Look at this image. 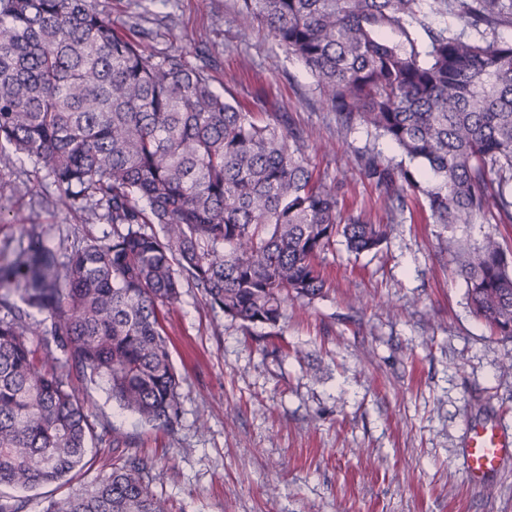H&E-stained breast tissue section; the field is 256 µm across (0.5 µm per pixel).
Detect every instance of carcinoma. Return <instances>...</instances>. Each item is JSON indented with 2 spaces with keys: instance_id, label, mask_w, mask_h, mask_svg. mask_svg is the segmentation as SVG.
<instances>
[{
  "instance_id": "obj_1",
  "label": "carcinoma",
  "mask_w": 512,
  "mask_h": 512,
  "mask_svg": "<svg viewBox=\"0 0 512 512\" xmlns=\"http://www.w3.org/2000/svg\"><path fill=\"white\" fill-rule=\"evenodd\" d=\"M448 12L462 29L428 22ZM239 15L306 65L340 129L358 122L428 166L436 184L425 188L368 159L398 205L423 194L446 230L487 215L512 224V40L498 35L512 0H241ZM6 148L42 166L58 206L85 202L111 231L63 262L36 231L0 258V487L59 482L88 444H122L84 412L73 370L142 422L178 420L158 310L183 283L227 317L275 326L286 301L323 296L317 259L336 237L355 254L388 238V225L343 216L333 188L313 181L300 133L257 122L213 87L206 61L147 51L88 0H0ZM443 244L476 314L512 338V256L492 235ZM149 477L127 447L43 512H169ZM27 506L0 492V512Z\"/></svg>"
}]
</instances>
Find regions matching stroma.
<instances>
[{"mask_svg":"<svg viewBox=\"0 0 512 512\" xmlns=\"http://www.w3.org/2000/svg\"><path fill=\"white\" fill-rule=\"evenodd\" d=\"M91 4L149 50L206 54L217 90L261 122L302 132L313 176L337 187L342 214L389 227L379 250L355 255L340 242L322 254L324 296L287 307L274 327L225 317L183 286L159 310L179 421L141 424L73 375L92 421L140 449L170 512H512V461L487 491L465 472L473 425L512 434V339L473 313L424 196L392 209L364 164L373 156L420 177L426 167L364 126L338 131L304 65L244 22L237 0ZM53 195L32 162L0 153L1 253L34 228L68 246L101 234L102 221L56 209ZM112 458L97 445L68 483L25 491L28 512L90 485Z\"/></svg>","mask_w":512,"mask_h":512,"instance_id":"35a3bbf8","label":"stroma"}]
</instances>
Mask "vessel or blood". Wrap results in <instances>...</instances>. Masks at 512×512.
Segmentation results:
<instances>
[{
	"instance_id": "1",
	"label": "vessel or blood",
	"mask_w": 512,
	"mask_h": 512,
	"mask_svg": "<svg viewBox=\"0 0 512 512\" xmlns=\"http://www.w3.org/2000/svg\"><path fill=\"white\" fill-rule=\"evenodd\" d=\"M512 458V435L492 425L475 426L466 451V472L475 484L488 483L505 460Z\"/></svg>"
}]
</instances>
